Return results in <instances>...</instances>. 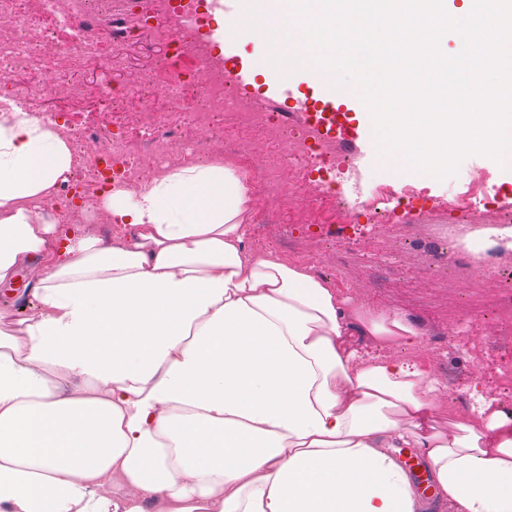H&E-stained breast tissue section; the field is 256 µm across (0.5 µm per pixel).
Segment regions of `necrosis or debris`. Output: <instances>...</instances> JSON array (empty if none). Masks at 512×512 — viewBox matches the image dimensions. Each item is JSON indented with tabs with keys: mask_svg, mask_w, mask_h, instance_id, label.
Here are the masks:
<instances>
[{
	"mask_svg": "<svg viewBox=\"0 0 512 512\" xmlns=\"http://www.w3.org/2000/svg\"><path fill=\"white\" fill-rule=\"evenodd\" d=\"M91 2L0 0V15L10 19L9 25L0 26V77H32L37 95L44 99L55 95L54 84L44 79L46 73L89 66L112 69L115 59L109 45L128 42L144 28L157 29L170 46L161 67L143 72L125 91L70 84L72 99L95 102L84 118L66 119L57 127L74 154H81L95 116L112 115L124 130L113 138L103 160L83 162L69 180L67 192L84 199L80 213L70 215V223H110L99 196L103 183L143 188L150 175L164 169L168 141L182 140L190 157H200L202 151L190 137L197 126L211 127L224 142L227 158L238 162L252 138L262 140L268 173L258 183L270 202L284 206L289 197L303 194L307 216L327 215L339 224L352 223L356 206L344 189L354 174L352 157L337 139L317 135L304 113L259 106L235 87L209 42L182 13L186 7L199 10L200 0H147L135 22L118 13L108 28L99 23ZM194 70L205 77L197 87L189 80ZM283 163L294 178L285 185L274 184L270 175Z\"/></svg>",
	"mask_w": 512,
	"mask_h": 512,
	"instance_id": "4bbe7bcc",
	"label": "necrosis or debris"
}]
</instances>
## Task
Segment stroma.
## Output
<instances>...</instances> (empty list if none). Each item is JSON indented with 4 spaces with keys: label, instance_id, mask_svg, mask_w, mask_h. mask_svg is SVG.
Returning <instances> with one entry per match:
<instances>
[{
    "label": "stroma",
    "instance_id": "35a3bbf8",
    "mask_svg": "<svg viewBox=\"0 0 512 512\" xmlns=\"http://www.w3.org/2000/svg\"><path fill=\"white\" fill-rule=\"evenodd\" d=\"M166 50V42L153 31H141L132 41L114 46L117 64L106 77L116 88L129 86L141 70L154 65ZM349 116L363 135L353 155L357 176L347 185L351 202L358 206L354 223H251L247 226V244L284 257L289 247L300 241L308 242L310 248L324 250L322 263L315 266L309 257L300 256L297 264L313 266L315 273L330 280L351 304L406 317L420 333L415 354L430 359L443 386L435 403L438 423L444 428L449 411L468 414L476 408L473 385H480L485 391L493 388L500 355L499 350H491L477 368L451 341L450 330L458 318L461 292L472 289L494 297L512 282L495 279L486 269L476 266L457 287H449L447 276L441 273L446 259L438 225L403 221L386 229L378 240L362 205L377 187L390 186L397 190L412 189L416 207L443 208L453 196L470 189L479 177L488 187L499 189L504 206L512 209V171L497 167L487 157L472 154L464 159L458 174L446 180L411 176L380 158L372 128L359 108H351ZM40 266V260H32L19 270L13 282L0 285V314L8 320L18 321L36 307V280L31 272Z\"/></svg>",
    "mask_w": 512,
    "mask_h": 512
}]
</instances>
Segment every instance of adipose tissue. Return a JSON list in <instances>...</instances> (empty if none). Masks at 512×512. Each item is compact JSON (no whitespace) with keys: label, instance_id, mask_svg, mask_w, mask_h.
Here are the masks:
<instances>
[{"label":"adipose tissue","instance_id":"adipose-tissue-1","mask_svg":"<svg viewBox=\"0 0 512 512\" xmlns=\"http://www.w3.org/2000/svg\"><path fill=\"white\" fill-rule=\"evenodd\" d=\"M73 163L43 121L0 118V284L42 262L40 312L0 315V512H428L396 448L419 449L448 512H512V416L437 429L429 363L393 355L417 331L247 248L235 168L109 187L135 233L105 246L39 214Z\"/></svg>","mask_w":512,"mask_h":512}]
</instances>
